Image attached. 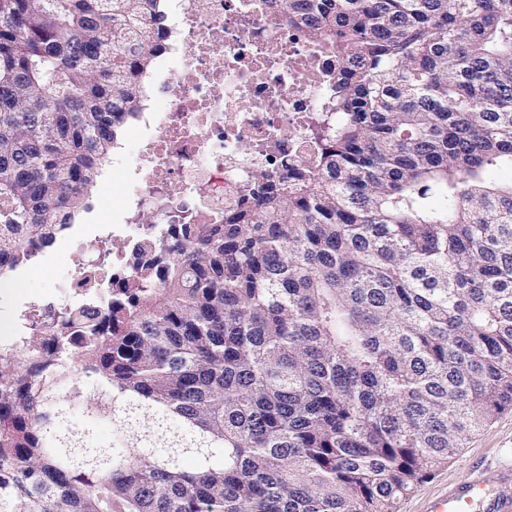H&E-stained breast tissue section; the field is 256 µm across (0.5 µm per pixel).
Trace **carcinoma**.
Segmentation results:
<instances>
[{
    "mask_svg": "<svg viewBox=\"0 0 512 512\" xmlns=\"http://www.w3.org/2000/svg\"><path fill=\"white\" fill-rule=\"evenodd\" d=\"M278 2L336 59L318 164L152 241L98 323L31 311L0 512H399L512 409V0ZM161 3L0 0V276L88 209Z\"/></svg>",
    "mask_w": 512,
    "mask_h": 512,
    "instance_id": "obj_1",
    "label": "carcinoma"
}]
</instances>
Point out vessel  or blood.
<instances>
[{"label": "vessel or blood", "instance_id": "obj_1", "mask_svg": "<svg viewBox=\"0 0 512 512\" xmlns=\"http://www.w3.org/2000/svg\"><path fill=\"white\" fill-rule=\"evenodd\" d=\"M480 504L486 512H512V468L499 471L494 489H487L480 472L468 480L449 486L441 495L426 501L424 512H470Z\"/></svg>", "mask_w": 512, "mask_h": 512}]
</instances>
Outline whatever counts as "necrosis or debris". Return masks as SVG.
<instances>
[{"instance_id": "necrosis-or-debris-1", "label": "necrosis or debris", "mask_w": 512, "mask_h": 512, "mask_svg": "<svg viewBox=\"0 0 512 512\" xmlns=\"http://www.w3.org/2000/svg\"><path fill=\"white\" fill-rule=\"evenodd\" d=\"M166 43L145 76L150 117L136 150L112 157L132 178L112 227V284L137 247L174 224H216L264 171L316 162L334 77L331 55L274 0H167Z\"/></svg>"}]
</instances>
